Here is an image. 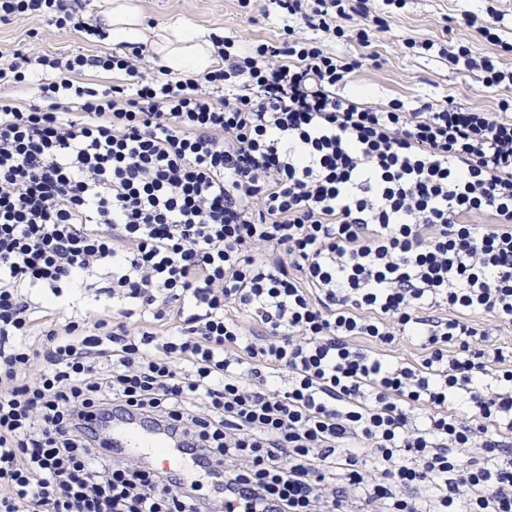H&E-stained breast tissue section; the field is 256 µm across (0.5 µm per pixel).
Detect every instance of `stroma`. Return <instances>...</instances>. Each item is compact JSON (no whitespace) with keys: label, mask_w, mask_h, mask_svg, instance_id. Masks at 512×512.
Here are the masks:
<instances>
[{"label":"stroma","mask_w":512,"mask_h":512,"mask_svg":"<svg viewBox=\"0 0 512 512\" xmlns=\"http://www.w3.org/2000/svg\"><path fill=\"white\" fill-rule=\"evenodd\" d=\"M141 17L163 27L171 18L203 27L220 35H235L245 42L274 40L280 33L277 20L262 19L256 7H240L238 0H133ZM485 0H410L390 21L391 33L370 47L374 58L352 76L351 86L368 93L373 103L383 105L398 99L413 103L428 95L448 97L454 104L483 110L496 109L500 94L485 87L479 77L452 70L448 65L418 56L403 47L407 37L443 39L462 44L474 52L497 57L512 67V52L489 44L474 29L466 27L463 11L483 12ZM33 45L45 52L87 51L79 33H55L46 22L20 18L0 23V45Z\"/></svg>","instance_id":"1"}]
</instances>
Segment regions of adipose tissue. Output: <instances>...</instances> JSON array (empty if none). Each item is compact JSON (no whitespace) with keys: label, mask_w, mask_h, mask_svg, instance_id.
Listing matches in <instances>:
<instances>
[{"label":"adipose tissue","mask_w":512,"mask_h":512,"mask_svg":"<svg viewBox=\"0 0 512 512\" xmlns=\"http://www.w3.org/2000/svg\"><path fill=\"white\" fill-rule=\"evenodd\" d=\"M113 44H148L160 55L161 65L177 72L198 73L214 64L215 46L206 29L172 19L154 37H147L131 0H113L104 16Z\"/></svg>","instance_id":"obj_1"}]
</instances>
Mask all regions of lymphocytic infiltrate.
<instances>
[{
	"label": "lymphocytic infiltrate",
	"instance_id": "f902f5d3",
	"mask_svg": "<svg viewBox=\"0 0 512 512\" xmlns=\"http://www.w3.org/2000/svg\"><path fill=\"white\" fill-rule=\"evenodd\" d=\"M254 3L281 39L195 75L0 47V512H512V347L477 324L512 327V68L407 37L502 98L378 106L324 45L386 39L369 0ZM26 16L106 38L0 0ZM126 416L219 499L114 449ZM168 459L171 463L170 469H176L183 473L189 479L197 481L196 486L197 489L199 490L198 493L200 495L210 498L219 495L215 491L214 487L208 482V480L195 470V468L193 467L192 463L188 458L174 450V454L172 456H169ZM184 467L186 468L185 470H183ZM186 470H188V472Z\"/></svg>",
	"mask_w": 512,
	"mask_h": 512
}]
</instances>
